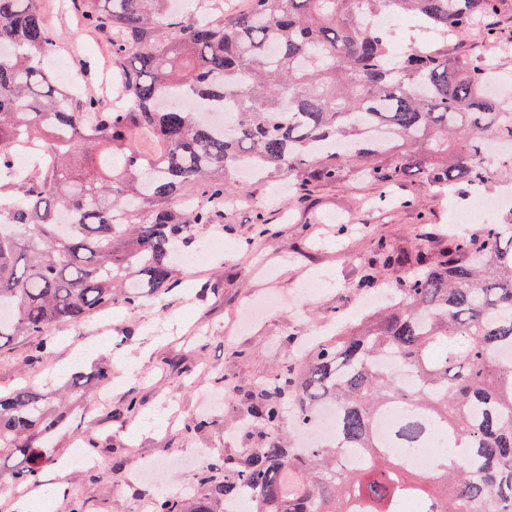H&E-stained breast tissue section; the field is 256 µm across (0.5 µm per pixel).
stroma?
Returning <instances> with one entry per match:
<instances>
[{
  "label": "stroma",
  "instance_id": "obj_1",
  "mask_svg": "<svg viewBox=\"0 0 512 512\" xmlns=\"http://www.w3.org/2000/svg\"><path fill=\"white\" fill-rule=\"evenodd\" d=\"M42 5L58 36L56 57L69 62L81 93L98 94L102 44L78 26L71 0ZM503 8L509 21L496 46L467 31L456 49L481 63L496 59L512 71V0H504ZM235 191L237 206L196 236L200 244L223 240V253L181 261L163 300L113 305L106 323L93 318L58 327V343L44 365L31 362L29 341L0 348L4 390L22 381L40 384L48 371L55 385L66 388L76 372L100 366L111 367L117 381L103 404L73 393L59 407L64 423L55 437V460L41 476L53 512H68L75 494L86 512H148L153 489L135 476L143 459L206 448L212 466L255 447L256 439L244 436L240 397L279 367L297 363L303 339L360 322V303L372 294L358 285L361 267L378 244L409 254L440 249L448 243V207L463 203L422 183L393 187L392 200L382 203L379 187L351 169L340 182L315 187L305 197L275 181H242ZM407 194L417 206L397 207L395 197ZM336 212L347 214L348 223H328L327 215ZM260 217L270 231L257 240L253 229ZM206 390L223 395L221 423L188 431L200 417L199 395ZM132 399L140 411L129 418L124 410ZM131 442L136 452L128 451ZM90 446L100 459L97 468L59 470V461Z\"/></svg>",
  "mask_w": 512,
  "mask_h": 512
}]
</instances>
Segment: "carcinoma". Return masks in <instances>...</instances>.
<instances>
[{
	"instance_id": "obj_1",
	"label": "carcinoma",
	"mask_w": 512,
	"mask_h": 512,
	"mask_svg": "<svg viewBox=\"0 0 512 512\" xmlns=\"http://www.w3.org/2000/svg\"><path fill=\"white\" fill-rule=\"evenodd\" d=\"M172 0H79L80 24L106 39L128 103L104 109L44 66L57 47L41 0H0V348L79 326L140 289L161 298L196 232L224 215L230 177H285L300 192L348 167L388 192L419 180L438 192L512 182V102L484 93L482 65L448 51L503 0H249L217 23L179 15ZM413 15L431 47L392 54L373 15ZM53 150L48 171L17 172L22 145ZM395 273V298L302 351L247 399L262 442L211 467L198 494L154 498L153 512H227L248 492L255 512H512V219L448 237L413 256L365 264ZM396 358L407 386L385 365ZM110 369L76 375L88 395ZM59 394L27 382L0 391V458L14 484H41L63 415ZM336 408L334 438L298 446L290 423L314 427ZM393 415L389 442L377 422ZM443 435L449 456L416 471L391 452ZM365 458L357 468L342 453Z\"/></svg>"
}]
</instances>
